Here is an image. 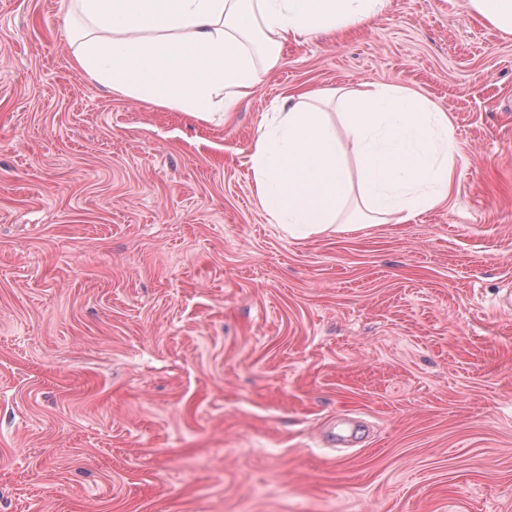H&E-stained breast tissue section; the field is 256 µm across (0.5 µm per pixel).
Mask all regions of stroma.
<instances>
[{
    "instance_id": "stroma-1",
    "label": "stroma",
    "mask_w": 512,
    "mask_h": 512,
    "mask_svg": "<svg viewBox=\"0 0 512 512\" xmlns=\"http://www.w3.org/2000/svg\"><path fill=\"white\" fill-rule=\"evenodd\" d=\"M70 9L0 0V512H512V35L389 0L209 124L75 68ZM365 81L448 113L447 201L285 235L265 112Z\"/></svg>"
}]
</instances>
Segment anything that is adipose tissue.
<instances>
[{
    "label": "adipose tissue",
    "mask_w": 512,
    "mask_h": 512,
    "mask_svg": "<svg viewBox=\"0 0 512 512\" xmlns=\"http://www.w3.org/2000/svg\"><path fill=\"white\" fill-rule=\"evenodd\" d=\"M74 2L79 70L113 94L213 122L263 82L283 44L368 23L388 0ZM250 163L271 223L302 238L439 205L456 155L447 112L411 89L366 82L277 101Z\"/></svg>",
    "instance_id": "1"
}]
</instances>
